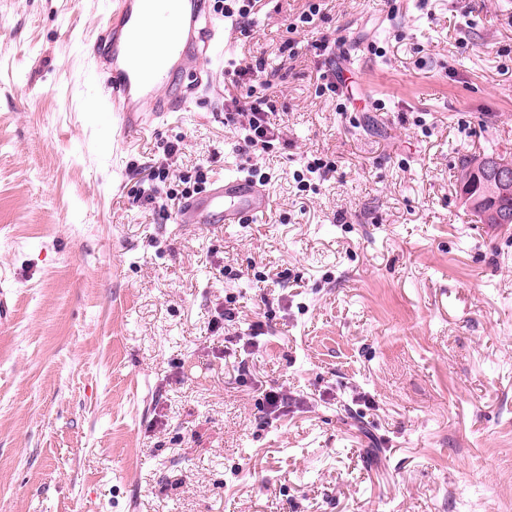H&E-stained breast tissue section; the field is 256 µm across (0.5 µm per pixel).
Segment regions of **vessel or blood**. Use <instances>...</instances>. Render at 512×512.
I'll use <instances>...</instances> for the list:
<instances>
[{"mask_svg":"<svg viewBox=\"0 0 512 512\" xmlns=\"http://www.w3.org/2000/svg\"><path fill=\"white\" fill-rule=\"evenodd\" d=\"M143 2L114 0L98 24L99 40L111 44L109 55L94 57L104 80L103 105L113 113L123 132L141 129L147 115L158 122L166 121L186 108L196 90L212 84L209 71L199 65L211 52L212 30L207 26L194 32L176 23L164 40L154 45V54L173 53L183 58L185 67L179 80L141 66L140 55L145 49L141 34L151 24ZM268 209L265 187L228 176L188 202L178 219L185 224H254L266 216Z\"/></svg>","mask_w":512,"mask_h":512,"instance_id":"b4317fda","label":"vessel or blood"}]
</instances>
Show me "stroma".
I'll return each instance as SVG.
<instances>
[{"mask_svg": "<svg viewBox=\"0 0 512 512\" xmlns=\"http://www.w3.org/2000/svg\"><path fill=\"white\" fill-rule=\"evenodd\" d=\"M110 2L0 0V512H512V224L455 183L512 158V0H322L292 33L309 0H264L229 44L214 15L275 75L288 143L253 156L219 68L118 142L84 54ZM174 141L176 177L260 167L267 218L145 205ZM269 387L300 399L275 422Z\"/></svg>", "mask_w": 512, "mask_h": 512, "instance_id": "obj_1", "label": "stroma"}]
</instances>
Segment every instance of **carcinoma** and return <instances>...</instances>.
<instances>
[{"label":"carcinoma","instance_id":"cac0c4a2","mask_svg":"<svg viewBox=\"0 0 512 512\" xmlns=\"http://www.w3.org/2000/svg\"><path fill=\"white\" fill-rule=\"evenodd\" d=\"M489 157L480 160L465 159L460 164L456 179L457 187H468L469 192L464 204L483 224H512V194L492 196L484 184L486 162Z\"/></svg>","mask_w":512,"mask_h":512}]
</instances>
